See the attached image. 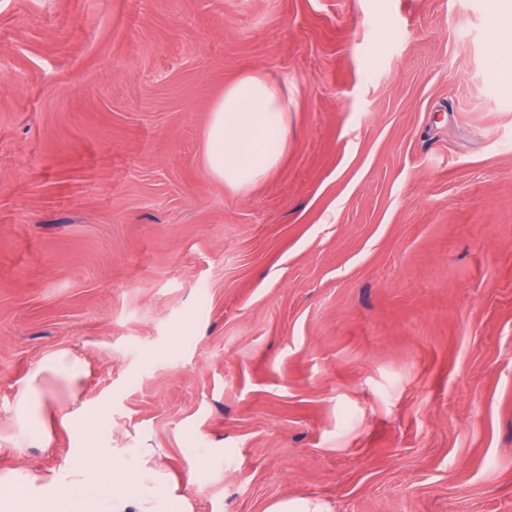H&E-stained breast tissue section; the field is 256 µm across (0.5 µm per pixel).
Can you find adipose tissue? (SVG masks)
Masks as SVG:
<instances>
[{"label": "adipose tissue", "instance_id": "1", "mask_svg": "<svg viewBox=\"0 0 512 512\" xmlns=\"http://www.w3.org/2000/svg\"><path fill=\"white\" fill-rule=\"evenodd\" d=\"M291 135L285 88L258 73L244 77L213 107L207 169L225 185L249 186L276 169ZM157 457V449H139L132 467L125 449L87 438L53 477L0 470V512H194L191 499L170 487Z\"/></svg>", "mask_w": 512, "mask_h": 512}]
</instances>
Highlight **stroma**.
Here are the masks:
<instances>
[{"label":"stroma","instance_id":"obj_1","mask_svg":"<svg viewBox=\"0 0 512 512\" xmlns=\"http://www.w3.org/2000/svg\"><path fill=\"white\" fill-rule=\"evenodd\" d=\"M494 0H0V468L15 416L157 448L195 512H512V41ZM288 88L267 178L226 86ZM285 88L251 74L224 89L207 130L206 166L225 185L246 187L268 177L288 148ZM43 372L74 379L77 376V361L63 352L51 358L47 366L32 375L29 385L20 396L16 407L18 419L21 423H27L38 415L40 402L44 397L42 381L39 379ZM329 508L318 500L310 498H283L272 502L264 512H330Z\"/></svg>","mask_w":512,"mask_h":512}]
</instances>
